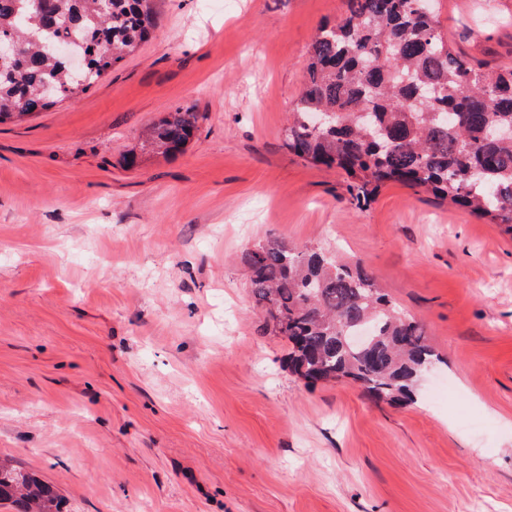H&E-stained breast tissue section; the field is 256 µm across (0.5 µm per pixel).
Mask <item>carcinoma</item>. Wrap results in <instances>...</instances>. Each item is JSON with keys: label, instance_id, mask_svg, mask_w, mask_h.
<instances>
[{"label": "carcinoma", "instance_id": "cac0c4a2", "mask_svg": "<svg viewBox=\"0 0 512 512\" xmlns=\"http://www.w3.org/2000/svg\"><path fill=\"white\" fill-rule=\"evenodd\" d=\"M153 0H0V39L21 47L0 62V124L45 112L87 89L147 42ZM87 57L74 76L53 52ZM334 114L316 129V113ZM199 113L178 107L146 132L164 155L184 149ZM512 65L455 52L423 0H347V12L312 40L304 89L284 145L315 166L339 168L356 199L388 183L422 188L512 233ZM265 327L291 345L288 363L307 383L347 380L402 404L442 362L425 328L359 263L279 238L242 256ZM61 512L55 488L0 459V504Z\"/></svg>", "mask_w": 512, "mask_h": 512}]
</instances>
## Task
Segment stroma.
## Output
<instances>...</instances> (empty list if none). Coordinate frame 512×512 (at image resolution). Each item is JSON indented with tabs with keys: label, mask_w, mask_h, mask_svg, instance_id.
<instances>
[{
	"label": "stroma",
	"mask_w": 512,
	"mask_h": 512,
	"mask_svg": "<svg viewBox=\"0 0 512 512\" xmlns=\"http://www.w3.org/2000/svg\"><path fill=\"white\" fill-rule=\"evenodd\" d=\"M155 9L98 83L0 125V456L62 512H512V235L401 184L357 204L284 145L346 0ZM437 11L512 63V0ZM179 107L184 152L142 150ZM271 234L361 262L424 325L442 362L415 404L289 372L241 261Z\"/></svg>",
	"instance_id": "obj_1"
}]
</instances>
